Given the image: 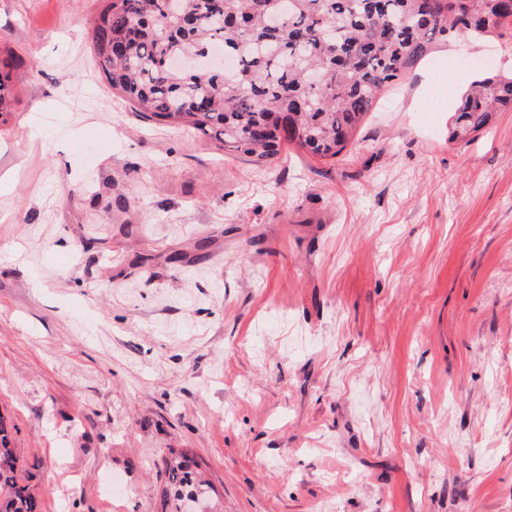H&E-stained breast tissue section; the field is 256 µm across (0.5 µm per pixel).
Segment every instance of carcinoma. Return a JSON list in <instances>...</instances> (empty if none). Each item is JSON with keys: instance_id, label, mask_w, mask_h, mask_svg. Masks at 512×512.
<instances>
[{"instance_id": "cac0c4a2", "label": "carcinoma", "mask_w": 512, "mask_h": 512, "mask_svg": "<svg viewBox=\"0 0 512 512\" xmlns=\"http://www.w3.org/2000/svg\"><path fill=\"white\" fill-rule=\"evenodd\" d=\"M512 0H112L94 30L108 84L139 115L265 166L283 142L334 158L393 85L450 36L490 37ZM512 112V72L471 82L450 138ZM174 512L206 500L187 455L164 460ZM0 512H38L0 416Z\"/></svg>"}]
</instances>
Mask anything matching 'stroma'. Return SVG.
I'll return each mask as SVG.
<instances>
[{
    "instance_id": "35a3bbf8",
    "label": "stroma",
    "mask_w": 512,
    "mask_h": 512,
    "mask_svg": "<svg viewBox=\"0 0 512 512\" xmlns=\"http://www.w3.org/2000/svg\"><path fill=\"white\" fill-rule=\"evenodd\" d=\"M110 0H0V414L40 512H512V112L453 37L337 157L257 166L139 117ZM512 112V72L492 73L471 82L461 99L451 139L465 140L485 129L497 112ZM189 460L183 452L172 453L164 460L165 470L168 474V492L166 497L172 499L175 510L172 512H188L185 507L188 501L199 499L205 501L209 493L208 486L195 478L189 470Z\"/></svg>"
}]
</instances>
